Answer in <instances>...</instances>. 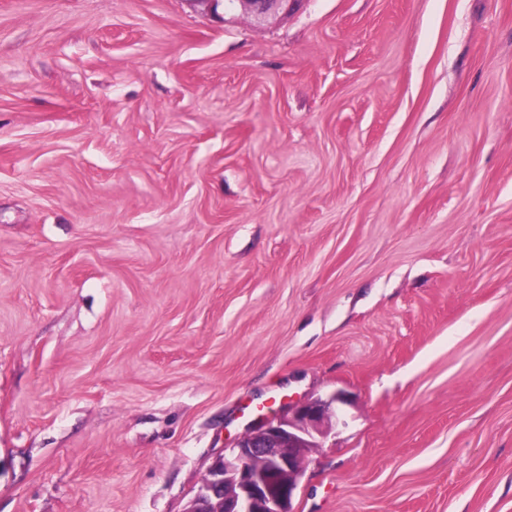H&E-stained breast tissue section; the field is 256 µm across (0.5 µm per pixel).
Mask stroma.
<instances>
[{
  "label": "stroma",
  "instance_id": "obj_1",
  "mask_svg": "<svg viewBox=\"0 0 512 512\" xmlns=\"http://www.w3.org/2000/svg\"><path fill=\"white\" fill-rule=\"evenodd\" d=\"M336 390L295 512H512V0H0V512ZM189 2L193 4L207 2L213 6L224 2L225 15L240 13L250 17L256 23H263L274 17L288 16V13L294 11L301 0H189Z\"/></svg>",
  "mask_w": 512,
  "mask_h": 512
}]
</instances>
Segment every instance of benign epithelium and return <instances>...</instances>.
<instances>
[{"instance_id": "1", "label": "benign epithelium", "mask_w": 512, "mask_h": 512, "mask_svg": "<svg viewBox=\"0 0 512 512\" xmlns=\"http://www.w3.org/2000/svg\"><path fill=\"white\" fill-rule=\"evenodd\" d=\"M223 3L224 13H240L256 23L286 16L301 0H188ZM345 403L337 391L288 406L282 416L260 417L223 448L207 468L185 512H293L292 501L306 468L304 452L317 446Z\"/></svg>"}]
</instances>
